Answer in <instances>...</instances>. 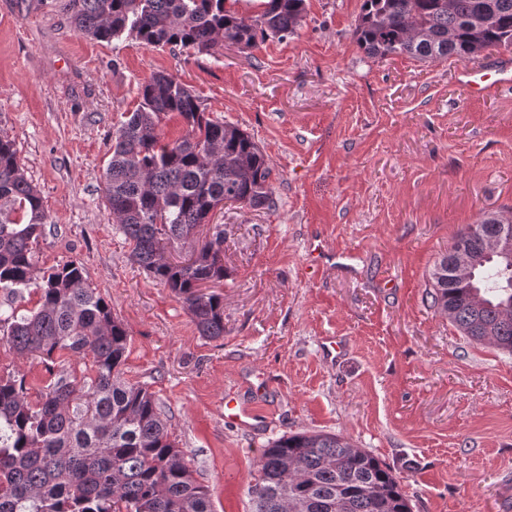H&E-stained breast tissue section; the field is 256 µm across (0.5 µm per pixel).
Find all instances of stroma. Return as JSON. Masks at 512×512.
Here are the masks:
<instances>
[{
	"label": "stroma",
	"instance_id": "obj_1",
	"mask_svg": "<svg viewBox=\"0 0 512 512\" xmlns=\"http://www.w3.org/2000/svg\"><path fill=\"white\" fill-rule=\"evenodd\" d=\"M363 0H306L297 31L210 56L77 32L62 0H0V135L48 217L36 271L71 260L128 334L123 377L148 386L214 512H250L263 449L342 434L402 480L412 512H512V355L469 342L430 305L429 271L467 225L512 209V88L469 96L463 61L372 58ZM155 72L268 156L273 209L216 211L224 336H200L106 206L121 113ZM342 338L326 362L320 342ZM0 344L30 401L58 373ZM236 397L254 417L224 420Z\"/></svg>",
	"mask_w": 512,
	"mask_h": 512
}]
</instances>
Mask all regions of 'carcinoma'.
<instances>
[{"mask_svg":"<svg viewBox=\"0 0 512 512\" xmlns=\"http://www.w3.org/2000/svg\"><path fill=\"white\" fill-rule=\"evenodd\" d=\"M238 0H63L75 29L99 41L127 34L149 45L215 54L228 40L243 49L300 26L306 0H265L243 15ZM370 57L471 60L512 51V0H363L354 31ZM112 136L104 175L107 206L132 245L131 258L187 307L200 335L224 337V230L203 238L226 202L275 206L272 168L243 130L207 116L177 77L155 73ZM186 126L160 143L163 117ZM46 215L36 187L0 136V291H33L38 307L0 310V342L45 363L65 352L92 358L94 375L60 374L36 403L22 378L0 377V512H213L186 453L171 440L154 395L122 378L128 336L86 270L68 261L37 276L32 244ZM467 251L473 272L457 271ZM427 294L468 340L512 354V216L469 224L435 261ZM252 512H411L399 477L339 434L288 433L264 449Z\"/></svg>","mask_w":512,"mask_h":512,"instance_id":"carcinoma-1","label":"carcinoma"}]
</instances>
